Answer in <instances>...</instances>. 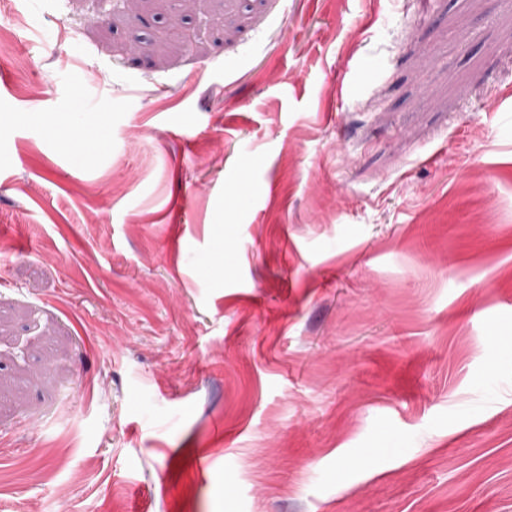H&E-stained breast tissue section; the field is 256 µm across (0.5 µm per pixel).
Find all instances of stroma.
Masks as SVG:
<instances>
[{
  "label": "stroma",
  "instance_id": "1",
  "mask_svg": "<svg viewBox=\"0 0 512 512\" xmlns=\"http://www.w3.org/2000/svg\"><path fill=\"white\" fill-rule=\"evenodd\" d=\"M1 23L0 512H512V0Z\"/></svg>",
  "mask_w": 512,
  "mask_h": 512
}]
</instances>
